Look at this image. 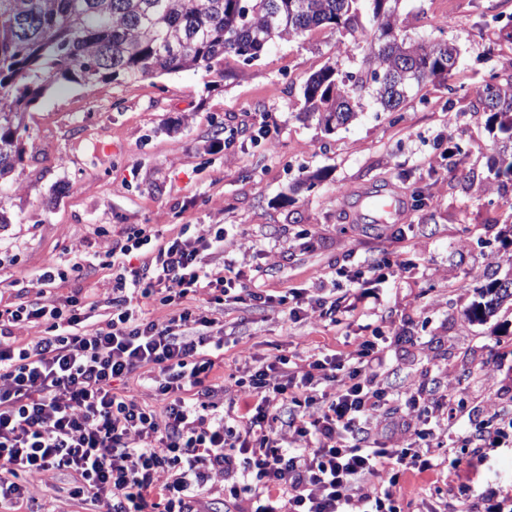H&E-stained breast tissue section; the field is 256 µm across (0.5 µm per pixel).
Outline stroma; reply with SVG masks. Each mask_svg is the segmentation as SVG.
Here are the masks:
<instances>
[{
    "mask_svg": "<svg viewBox=\"0 0 512 512\" xmlns=\"http://www.w3.org/2000/svg\"><path fill=\"white\" fill-rule=\"evenodd\" d=\"M397 14L409 40L453 42L456 68L399 111L367 104L329 135L304 118L303 84L328 64L358 71L362 54L326 27L251 61L226 56L220 77L200 69L53 83L27 113L23 153L0 183V253L16 256L7 272L32 297L41 290L32 274L43 264L105 255L136 224L166 235L184 224L224 225L225 249L209 255L211 268L233 258L242 288L274 296L297 289L355 303L352 275L389 263L377 302L357 303L334 324L199 296L203 315L224 331L222 400H240L236 379L254 361L287 351L345 356L380 337L390 393L433 394L446 381L464 405L440 433L437 470L397 486L404 512H428L440 492L448 512H512V444L490 450L465 491L448 464L467 459L471 432L512 419V305L483 322L468 315L480 288L512 275V181L490 171L493 137L477 108L491 74L512 73L504 38L512 0H399ZM388 187L403 198L401 222L352 221L361 193ZM64 485L48 473L31 490L47 512H92Z\"/></svg>",
    "mask_w": 512,
    "mask_h": 512,
    "instance_id": "obj_1",
    "label": "stroma"
}]
</instances>
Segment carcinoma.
<instances>
[{
	"instance_id": "obj_1",
	"label": "carcinoma",
	"mask_w": 512,
	"mask_h": 512,
	"mask_svg": "<svg viewBox=\"0 0 512 512\" xmlns=\"http://www.w3.org/2000/svg\"><path fill=\"white\" fill-rule=\"evenodd\" d=\"M398 0H0V180L20 158L24 118L55 81L136 80L203 68L224 76V56L247 61L278 41L321 26L353 36L372 27L356 73L326 65L303 85V114L327 134L372 99L396 112L413 90L445 83L448 42L412 43L400 34ZM489 113L495 177L512 181V74L479 93ZM472 304L484 320L512 301V279L491 281Z\"/></svg>"
}]
</instances>
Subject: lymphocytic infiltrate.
<instances>
[{
  "label": "lymphocytic infiltrate",
  "mask_w": 512,
  "mask_h": 512,
  "mask_svg": "<svg viewBox=\"0 0 512 512\" xmlns=\"http://www.w3.org/2000/svg\"><path fill=\"white\" fill-rule=\"evenodd\" d=\"M225 238L220 224H185L169 237L139 224L109 259L47 263L36 274L42 295L0 304V512H42L30 481L46 472L98 512H200L218 480L226 512H403L396 485L433 463L414 446L389 445L384 430L423 411L434 426L420 438L433 441L458 415L450 390L409 397L396 413L376 382L387 358L368 339L345 359L278 355L239 377L241 400L220 407L214 370L224 342L192 301L204 294L220 305L239 286L233 261L220 271L207 262ZM111 265L118 272L103 323L89 321L92 296L48 295L58 281ZM249 299L281 305L292 320L311 309L332 320L340 310L337 300L298 291ZM155 306L169 308L165 321L150 317ZM32 324L42 335L19 342L16 330ZM147 364L161 372L162 418L118 387ZM160 472L169 475L161 485ZM363 483L370 493H360Z\"/></svg>",
  "instance_id": "f902f5d3"
}]
</instances>
